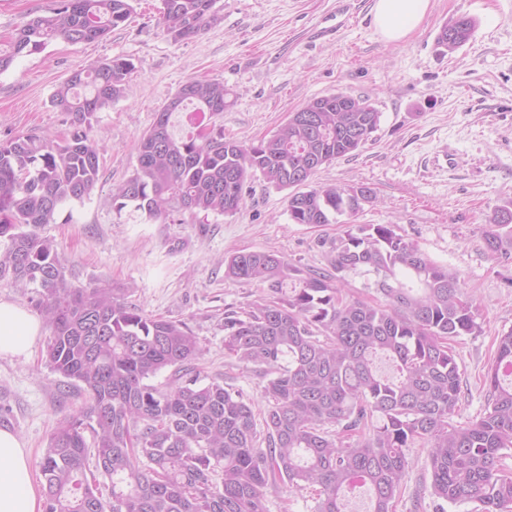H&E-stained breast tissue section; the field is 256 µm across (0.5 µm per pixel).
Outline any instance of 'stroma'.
Returning <instances> with one entry per match:
<instances>
[{
    "instance_id": "1",
    "label": "stroma",
    "mask_w": 512,
    "mask_h": 512,
    "mask_svg": "<svg viewBox=\"0 0 512 512\" xmlns=\"http://www.w3.org/2000/svg\"><path fill=\"white\" fill-rule=\"evenodd\" d=\"M337 0H218L220 20L176 42L158 24L160 0H135L125 23L92 43L54 41L17 56L0 73V141L35 133L59 141L69 116L51 104L71 74L122 56L135 66L124 95L92 118L100 179L84 200L61 206L39 227L53 241L73 284L122 289L146 313L185 324L202 353L194 372L243 393L263 414L262 370L224 354V312L243 310L262 291L228 278L224 259L265 251L302 268H328L326 243L337 224H293L288 193L262 177L248 183L233 215L178 213L149 224L116 211L110 193L137 165L141 136L175 92L192 80L224 82L233 105L220 120L226 137H270L289 112L336 91L370 99L380 127L358 155L314 176L317 184L369 185L376 194L361 224H394L433 262L456 271L479 305L482 331L451 342L462 373L458 421L486 406L485 374L496 338L512 329V245L491 252L485 217L512 199V0H431L403 40L387 41L375 0H348L335 38L317 29ZM60 0H0V42ZM475 19L472 38L445 54L435 37L443 22ZM49 331L29 355L0 357V428L18 435L39 461L50 433L88 396L45 362Z\"/></svg>"
}]
</instances>
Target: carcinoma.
I'll list each match as a JSON object with an SVG mask.
<instances>
[{
	"mask_svg": "<svg viewBox=\"0 0 512 512\" xmlns=\"http://www.w3.org/2000/svg\"><path fill=\"white\" fill-rule=\"evenodd\" d=\"M160 2L162 30L174 41L219 20L217 0ZM132 12L131 0H61L0 49V73L52 41H98ZM474 29L470 17L451 19L437 43L452 53ZM133 70L114 57L69 77L51 100L71 115L62 142L32 134L0 142V239L7 240L0 277L34 289L31 301L51 330L48 366L88 395L78 415L58 422L38 462L44 512H266V491L279 486L315 488L312 512H346L357 488L369 492L370 512H393L417 440L428 448L434 499L512 512V476L499 468L512 448V329L499 336L487 371L484 412L455 420L461 372L449 341L481 332L474 298L395 225L354 222L364 205L354 190L368 185H311L321 168L373 140L381 112L367 98L349 112L336 111L343 92L314 98L256 144L226 139L216 126L232 105L219 81L187 82L157 112L137 167L112 188L117 211L128 207L153 224L187 211L234 214L259 174L290 190L291 223L344 230L330 243L328 270L264 251L224 259L225 276L269 291L246 310L224 313V353L270 375L263 431L243 394L217 381L152 383L168 368L188 370L201 351L197 336L129 304L119 288L72 285L54 244L36 231L97 184L91 118L123 96ZM175 112L196 136H174ZM486 222L487 247L497 252L512 238V200ZM351 273L374 275L384 303L343 297ZM91 447L96 470L110 480L107 500L87 476Z\"/></svg>",
	"mask_w": 512,
	"mask_h": 512,
	"instance_id": "1",
	"label": "carcinoma"
}]
</instances>
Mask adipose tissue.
Returning <instances> with one entry per match:
<instances>
[{
  "mask_svg": "<svg viewBox=\"0 0 512 512\" xmlns=\"http://www.w3.org/2000/svg\"><path fill=\"white\" fill-rule=\"evenodd\" d=\"M431 0H375V23L389 41L406 37L424 19ZM42 324L22 305L0 299V356L27 355ZM30 456L11 430L0 428V512H43L30 478Z\"/></svg>",
  "mask_w": 512,
  "mask_h": 512,
  "instance_id": "ef3b65f1",
  "label": "adipose tissue"
}]
</instances>
